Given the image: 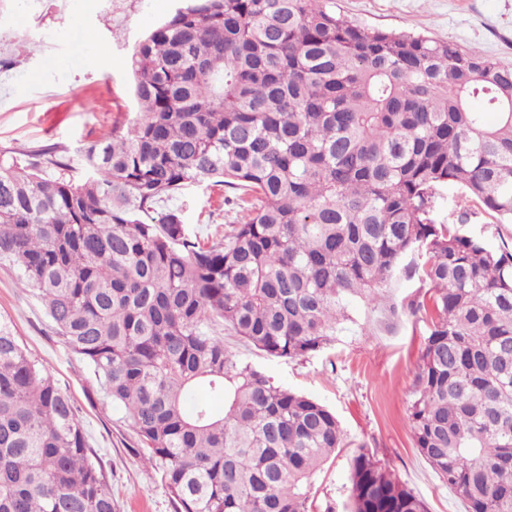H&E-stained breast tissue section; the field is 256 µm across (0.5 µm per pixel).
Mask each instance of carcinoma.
I'll return each instance as SVG.
<instances>
[{"label":"carcinoma","mask_w":512,"mask_h":512,"mask_svg":"<svg viewBox=\"0 0 512 512\" xmlns=\"http://www.w3.org/2000/svg\"><path fill=\"white\" fill-rule=\"evenodd\" d=\"M132 72L139 116L79 165L0 154V265L125 410L175 512H309L311 475L344 445L327 406L229 355L215 327L306 358L349 301L401 279L425 289L410 315H430L415 446L465 512H512V240L464 230L471 202L512 223V67L326 0H189ZM203 183L244 192L207 242L157 212ZM88 450L70 396L0 316V512H114ZM350 484V512H428L364 445Z\"/></svg>","instance_id":"1"}]
</instances>
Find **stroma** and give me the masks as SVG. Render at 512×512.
I'll return each instance as SVG.
<instances>
[{
    "label": "stroma",
    "mask_w": 512,
    "mask_h": 512,
    "mask_svg": "<svg viewBox=\"0 0 512 512\" xmlns=\"http://www.w3.org/2000/svg\"><path fill=\"white\" fill-rule=\"evenodd\" d=\"M182 0H0V150L54 147L77 156L112 126L137 113L130 60L137 42L171 16ZM331 9L355 23L410 32L476 48L512 66V0H332ZM99 50L89 65L91 50ZM223 186H189L168 203L185 223L220 236L236 220ZM416 282H400L383 298L354 302L323 351L305 359H277L236 337L224 345L276 384L330 408L346 444L323 465L309 487L310 512H347L350 460L359 445L376 450L429 512H463L420 456L408 422L415 376L428 325L409 316ZM0 315L51 369L72 397L92 460L112 486L116 512H174L159 474L145 469L140 443L121 410L106 405L86 364L58 335L42 302L0 266Z\"/></svg>",
    "instance_id": "stroma-1"
}]
</instances>
